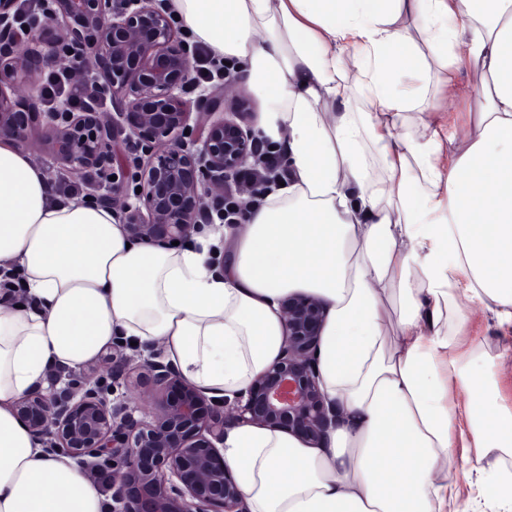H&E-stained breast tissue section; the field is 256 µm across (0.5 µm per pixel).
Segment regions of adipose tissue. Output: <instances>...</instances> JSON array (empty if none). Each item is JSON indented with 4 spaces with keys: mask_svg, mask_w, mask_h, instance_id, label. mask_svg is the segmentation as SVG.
Returning <instances> with one entry per match:
<instances>
[{
    "mask_svg": "<svg viewBox=\"0 0 512 512\" xmlns=\"http://www.w3.org/2000/svg\"><path fill=\"white\" fill-rule=\"evenodd\" d=\"M167 8L247 72L289 176L245 224L159 245L130 239L97 200L55 198L32 156L0 140V259L23 282L0 303V512L110 507L16 415L50 371L76 372L115 341L158 343L191 385L231 400L279 357L282 303L299 292L328 307L321 387L342 419L319 448L264 426L225 432L250 512H446L463 423L483 454L475 484L512 512V409L481 373V343L470 361L452 355L473 312L512 328V0ZM439 70L452 99L473 96L455 72L493 83L458 133L427 110ZM410 71L423 84L394 92Z\"/></svg>",
    "mask_w": 512,
    "mask_h": 512,
    "instance_id": "ef3b65f1",
    "label": "adipose tissue"
}]
</instances>
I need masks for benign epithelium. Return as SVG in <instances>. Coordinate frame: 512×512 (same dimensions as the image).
<instances>
[{"instance_id": "obj_1", "label": "benign epithelium", "mask_w": 512, "mask_h": 512, "mask_svg": "<svg viewBox=\"0 0 512 512\" xmlns=\"http://www.w3.org/2000/svg\"><path fill=\"white\" fill-rule=\"evenodd\" d=\"M19 4L0 0V139L32 148L46 118L44 138L59 163L72 175L95 172L100 202L122 208L130 236L162 244L189 237L267 144L247 124L236 80L189 100V49L151 0H52L47 21L25 38ZM46 52L89 88L81 111L65 98L48 110L34 100L36 63ZM187 130L195 133L190 144ZM119 141L127 153L145 151L146 161L117 157ZM131 164L142 188L133 202L123 188ZM282 310L279 358L232 405L203 395L173 365L147 361L145 417L109 400L99 383L76 379L51 393L33 389L16 414L87 471L112 464V512H248L219 448L226 427L254 423L317 445L337 422L316 358L326 305L293 294Z\"/></svg>"}]
</instances>
